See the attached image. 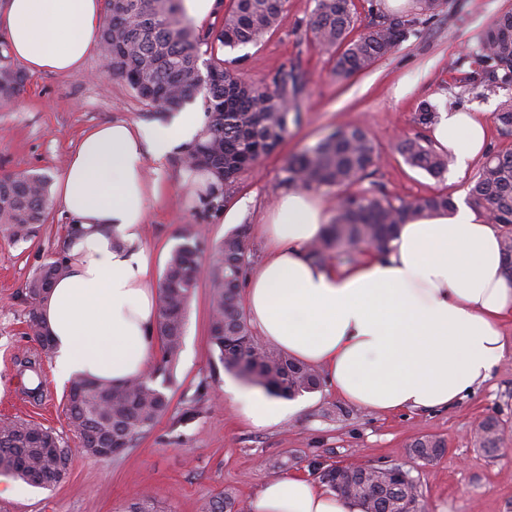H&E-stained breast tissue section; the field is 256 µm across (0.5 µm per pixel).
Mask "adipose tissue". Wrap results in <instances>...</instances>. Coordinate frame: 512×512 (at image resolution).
<instances>
[{
	"mask_svg": "<svg viewBox=\"0 0 512 512\" xmlns=\"http://www.w3.org/2000/svg\"><path fill=\"white\" fill-rule=\"evenodd\" d=\"M103 0H8L0 12L11 53L31 73L78 70L96 48ZM201 113L169 124L113 121L86 131L56 183L62 213L77 228L66 240L67 272L41 305L58 382L123 384L141 376L154 351L159 297L141 227L160 182L144 176L203 130ZM458 170L486 151L487 123L450 109L431 128ZM325 200L305 189L280 194L257 231L264 257L247 278L245 310L257 336L318 369L341 399L394 414L454 406L512 356V275L502 233L465 197L448 212L399 225L388 249L342 265L313 262ZM226 394L252 425L282 420L285 405ZM250 512H360L311 476L266 480Z\"/></svg>",
	"mask_w": 512,
	"mask_h": 512,
	"instance_id": "adipose-tissue-1",
	"label": "adipose tissue"
}]
</instances>
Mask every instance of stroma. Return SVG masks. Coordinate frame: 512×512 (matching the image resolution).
Listing matches in <instances>:
<instances>
[{
    "instance_id": "35a3bbf8",
    "label": "stroma",
    "mask_w": 512,
    "mask_h": 512,
    "mask_svg": "<svg viewBox=\"0 0 512 512\" xmlns=\"http://www.w3.org/2000/svg\"><path fill=\"white\" fill-rule=\"evenodd\" d=\"M315 6V0H287L279 25L263 43L223 52L224 58L236 59L246 81L263 85L292 70L304 83L300 123L291 126L275 153L239 176L226 211L239 214L245 224L264 223L285 190L289 160L346 126L365 128L381 155L363 188H376L396 202L438 190L468 191L479 164L463 174L449 170L437 180L408 166L396 146L407 137H429V129L415 122L421 103L489 119L512 98V84L466 80L489 19L512 10V0H448L431 18L420 15L410 0L402 11L415 21L408 38L345 80L333 74L335 53L320 50L310 38ZM168 118V111L140 100L108 70L102 49H95L81 69L30 77L24 92L0 102V175L30 171L57 179L85 129L115 120L164 123ZM161 182V199L150 205L142 229L159 272L183 225H204L212 244L229 230L190 199L179 155L167 160ZM68 228L53 202L36 238L16 244L0 239V420L41 424L71 450L66 475L54 487L19 485L0 475V487H19L16 494L0 496V512H123L144 492L154 497L158 512H200L205 499L225 490L248 503L266 479L307 471L314 459L402 465L420 485L425 512H512V450L490 456L474 442L479 423L488 418L512 435L511 358L488 383L439 412L380 414L338 400L323 386L299 396L292 415L257 428L224 392L234 376L219 364L210 343L211 281L206 277L188 308L168 412L119 455L83 453L66 416L69 387L56 381L51 360L42 363L44 393L38 397L29 395V377L18 367L37 350L28 334L25 285L63 250ZM423 436L443 441L445 451L436 460L409 454L410 445Z\"/></svg>"
}]
</instances>
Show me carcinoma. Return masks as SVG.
<instances>
[{
	"instance_id": "cac0c4a2",
	"label": "carcinoma",
	"mask_w": 512,
	"mask_h": 512,
	"mask_svg": "<svg viewBox=\"0 0 512 512\" xmlns=\"http://www.w3.org/2000/svg\"><path fill=\"white\" fill-rule=\"evenodd\" d=\"M123 13L112 10L105 0L101 42L106 65L125 79L143 101L175 108L201 96L207 122L198 141L184 152L185 172L208 171L220 190L210 189L204 210L218 216L224 210L230 189L238 176L259 159L272 154L288 137L290 124L298 121L303 87L290 72L276 75L271 84L256 86L242 80L232 62L224 60L209 41L210 33L192 30L183 19L182 0H122ZM285 0H233L224 12L216 35L220 48L261 44L278 25ZM355 0H316L309 31L315 45L324 51L340 49L334 75L338 79L369 68L404 41L411 20L384 18L356 39L349 38L354 27ZM209 48L204 66L215 74L214 82L202 90L194 82V70ZM0 42V102L10 101L25 88L27 73L12 63ZM479 71L472 81L484 85L512 82V11H504L489 22L477 54ZM494 122L502 131L512 132V100L501 104ZM405 162L442 179L451 158L419 139L407 138L397 145ZM380 160L377 147L362 127H344L330 133L293 157L285 169L284 183L296 188H334L338 191L336 214L324 234L308 248L313 261L325 263L331 257L352 262L365 250L383 251L397 226L410 217L448 210L446 193L436 192L413 202H393L385 195L352 188L370 177ZM472 205L484 212L488 222L502 228L501 249L512 258V150L487 153L469 190ZM50 182L41 174L27 171L0 177V237L13 243L35 236L47 219ZM182 242L172 249L160 284V308L156 335L160 357L142 376L121 386L77 379L68 394L67 415L79 437L80 450L115 445L119 452L133 447L150 430L171 403L166 389L182 349L186 312L201 271L212 282L210 342L218 351L225 370L243 381L263 387L267 393L295 398L317 391L320 374L288 353L267 346L254 336L241 304V288L249 265L248 225L242 224L214 246L209 265L202 264V230L185 225ZM65 257L40 266L27 282L26 297L29 335L39 353L24 361L34 371L42 358L53 354L45 343L46 330L41 303L48 283L65 274ZM476 443L486 451L500 448L503 429L487 419L478 426ZM58 435L40 424L22 419L0 421V473L39 488L62 481V468L51 449L61 448ZM441 440L425 436L415 441L409 453L430 456V449L442 448ZM327 487L359 503L362 512H405L422 493L412 476L402 479L379 467L367 466L336 474L329 470ZM226 491L206 500L202 512H244ZM126 512H155L153 497L144 493L130 502Z\"/></svg>"
}]
</instances>
